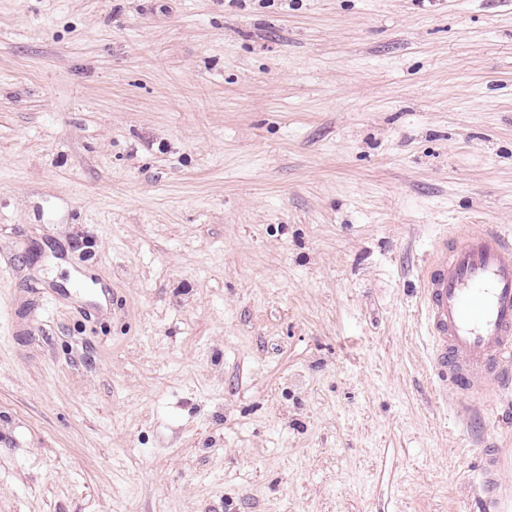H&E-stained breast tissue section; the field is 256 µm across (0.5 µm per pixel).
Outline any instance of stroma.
Segmentation results:
<instances>
[{
  "instance_id": "stroma-1",
  "label": "stroma",
  "mask_w": 512,
  "mask_h": 512,
  "mask_svg": "<svg viewBox=\"0 0 512 512\" xmlns=\"http://www.w3.org/2000/svg\"><path fill=\"white\" fill-rule=\"evenodd\" d=\"M512 231V0H0V512H476L418 273Z\"/></svg>"
}]
</instances>
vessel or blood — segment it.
<instances>
[{"label": "vessel or blood", "mask_w": 512, "mask_h": 512, "mask_svg": "<svg viewBox=\"0 0 512 512\" xmlns=\"http://www.w3.org/2000/svg\"><path fill=\"white\" fill-rule=\"evenodd\" d=\"M418 302L437 396L474 397L491 381L512 392V236L467 231L440 242L421 269ZM511 463L505 449L484 450L477 512H512L500 482Z\"/></svg>", "instance_id": "b4317fda"}]
</instances>
